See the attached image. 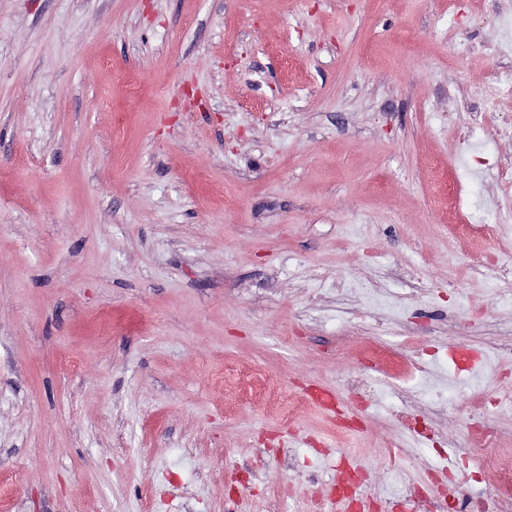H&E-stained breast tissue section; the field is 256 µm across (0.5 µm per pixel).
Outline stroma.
<instances>
[{
	"instance_id": "1",
	"label": "stroma",
	"mask_w": 512,
	"mask_h": 512,
	"mask_svg": "<svg viewBox=\"0 0 512 512\" xmlns=\"http://www.w3.org/2000/svg\"><path fill=\"white\" fill-rule=\"evenodd\" d=\"M496 65L512 0H0V512H329L343 466L369 502L398 471L410 512L485 492L512 448V411L469 409L512 389ZM371 339L415 377L366 370Z\"/></svg>"
}]
</instances>
